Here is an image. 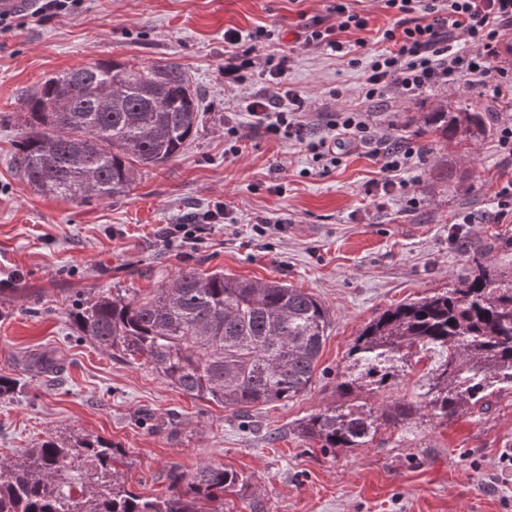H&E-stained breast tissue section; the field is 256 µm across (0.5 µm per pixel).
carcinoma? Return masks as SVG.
Instances as JSON below:
<instances>
[{
	"instance_id": "obj_1",
	"label": "carcinoma",
	"mask_w": 512,
	"mask_h": 512,
	"mask_svg": "<svg viewBox=\"0 0 512 512\" xmlns=\"http://www.w3.org/2000/svg\"><path fill=\"white\" fill-rule=\"evenodd\" d=\"M108 88L110 107L99 100ZM198 123L199 104L181 69L92 62L46 79L30 98L17 168L38 192L106 200L130 188L137 168L177 157ZM427 123L443 139L472 141L486 132L484 113L469 104L430 112ZM70 317L103 352L141 360L182 394L233 411L307 390L330 324L322 302L299 288L193 267L146 297L98 293ZM430 349L443 357L419 406L437 417L486 410L494 384L512 387V272L480 264L451 288L385 310L362 327L349 357L378 390L409 354ZM29 367L52 373L58 364L42 354ZM412 411L406 403L379 411L342 405L306 418L299 434L324 448H359ZM118 454L111 441L88 434L48 437L0 457V512H224V490L244 481L222 464L190 472L172 464L166 491L145 496L116 470Z\"/></svg>"
}]
</instances>
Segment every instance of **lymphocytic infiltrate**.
Segmentation results:
<instances>
[{"label": "lymphocytic infiltrate", "mask_w": 512, "mask_h": 512, "mask_svg": "<svg viewBox=\"0 0 512 512\" xmlns=\"http://www.w3.org/2000/svg\"><path fill=\"white\" fill-rule=\"evenodd\" d=\"M399 17L386 30L388 46L369 57L365 67V96L414 99L424 89L462 77L476 85L512 88V76L495 66L506 33L512 31V0H382ZM338 26L308 29L306 44L339 52L340 33L364 29L367 22L343 0L331 7ZM260 76L266 86L245 105L253 126L272 138L287 141L306 128L305 101L288 85V58L267 55ZM328 134L309 141L318 156H335L354 143L377 145V129L367 112H340L328 125Z\"/></svg>", "instance_id": "lymphocytic-infiltrate-1"}]
</instances>
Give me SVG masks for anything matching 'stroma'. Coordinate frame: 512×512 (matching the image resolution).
I'll use <instances>...</instances> for the list:
<instances>
[{"mask_svg":"<svg viewBox=\"0 0 512 512\" xmlns=\"http://www.w3.org/2000/svg\"><path fill=\"white\" fill-rule=\"evenodd\" d=\"M347 3L368 26L342 33L353 46L344 58L300 39L314 19L335 23L332 0H83L48 20L16 15L0 32V375L22 384L0 398V455L49 436L97 435L119 447L117 470L144 495L164 490L171 464L220 463L245 479L225 492L224 512H512V475L500 463L512 449L511 388L494 390L488 410L444 422L415 405L435 364L427 356L409 357L383 390L337 387L362 326L379 313L453 287L477 264L512 271V208L497 198L512 180L497 135L512 98L464 78L411 101H368L364 58L383 48L397 17L381 0ZM261 27L274 36L256 55L287 54L288 84L316 119L309 134L353 109L411 143L415 155L393 185L370 148L347 147L336 165L317 161L233 110L262 82L225 80L224 32ZM112 60L183 69L204 114L195 135L174 160L140 169L121 196L71 202L34 191L14 162L28 98L57 73ZM463 102L489 113L483 137L421 136L427 113ZM228 123L239 128L235 156ZM221 204L226 217L207 223L196 244L165 238L167 225L202 222ZM464 214L471 223H459ZM185 267L279 281L320 300L330 328L311 388L228 411L183 395L143 362L102 352L69 320L92 289L146 293ZM42 351L59 359L56 372L28 370ZM397 402L414 404L412 416L362 447L333 452L298 435L319 411Z\"/></svg>","mask_w":512,"mask_h":512,"instance_id":"35a3bbf8","label":"stroma"}]
</instances>
